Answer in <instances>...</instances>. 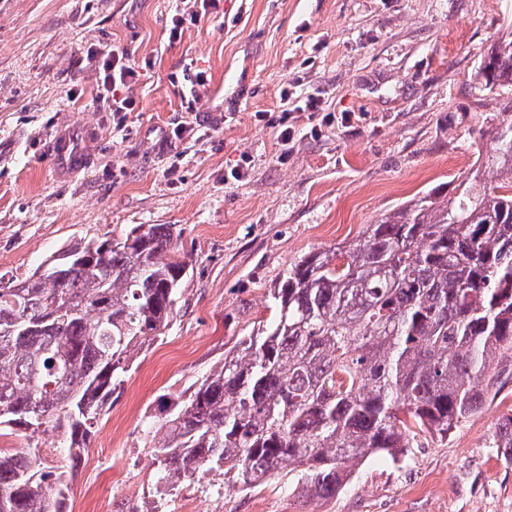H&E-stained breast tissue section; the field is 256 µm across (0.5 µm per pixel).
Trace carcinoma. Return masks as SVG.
<instances>
[{"instance_id":"carcinoma-1","label":"carcinoma","mask_w":512,"mask_h":512,"mask_svg":"<svg viewBox=\"0 0 512 512\" xmlns=\"http://www.w3.org/2000/svg\"><path fill=\"white\" fill-rule=\"evenodd\" d=\"M478 83L512 112V31ZM369 224L349 245L291 264L277 319L152 431L154 486L177 494L198 472L244 486L285 464L310 500L333 497L372 455L446 434L478 411L496 353L512 347V117L481 165ZM173 224L74 243L0 287V428L27 447L0 452V512H68L65 472L38 463L40 436L76 463L135 347L161 334L187 275ZM512 449V415L497 431Z\"/></svg>"}]
</instances>
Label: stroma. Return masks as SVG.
Here are the masks:
<instances>
[{
    "mask_svg": "<svg viewBox=\"0 0 512 512\" xmlns=\"http://www.w3.org/2000/svg\"><path fill=\"white\" fill-rule=\"evenodd\" d=\"M189 0H0V279L32 275L70 244L143 224L181 228L187 276L163 334L136 347L89 458L66 468L72 512L148 505V433L162 402L276 319L270 295L304 255L358 238L419 193L451 190L501 98L472 77L512 24V0H214L168 43ZM138 74L126 119L96 100L101 55ZM198 100L183 91L197 73ZM320 98L281 144L282 94ZM95 129L93 159L65 177L46 163L60 127ZM184 128L182 139L172 135ZM483 408L403 456H373L336 496L312 501L290 465L234 485L220 512H512V463L495 443L512 414V350ZM111 485L110 500L99 489Z\"/></svg>",
    "mask_w": 512,
    "mask_h": 512,
    "instance_id": "1",
    "label": "stroma"
}]
</instances>
